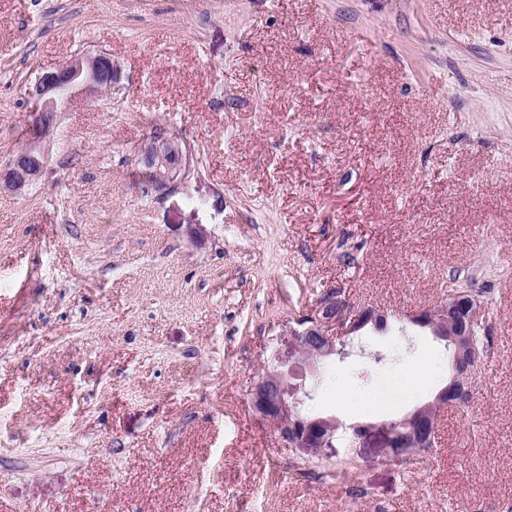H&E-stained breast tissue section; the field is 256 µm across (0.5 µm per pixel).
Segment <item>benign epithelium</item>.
<instances>
[{"label":"benign epithelium","mask_w":512,"mask_h":512,"mask_svg":"<svg viewBox=\"0 0 512 512\" xmlns=\"http://www.w3.org/2000/svg\"><path fill=\"white\" fill-rule=\"evenodd\" d=\"M112 57L106 53L76 56L67 62L42 71L26 89L32 103L29 113V139L0 169V191L21 193L35 182L49 164L46 142L56 129L61 112L79 92L97 95L112 87ZM138 163L146 171L167 169V176L156 181L155 191L170 192L188 178L191 171L190 152L174 134L155 131L138 150ZM465 306L471 319H478L481 308L475 303L462 304L446 298L425 316L431 332L440 340L446 332L439 320L448 319V306ZM363 316L368 320L382 317L380 311H356L347 302L343 290L330 288L317 300L311 313L298 319L296 325L277 338L268 365L257 376L249 392L252 410L272 423L285 446L303 459H328L337 453L341 432L350 431L361 458L369 448H387L393 430L406 425L415 431V442L426 444L432 431L419 419V407L397 422L346 425L334 417L309 418L302 414V397L307 394L308 374L315 364L336 354H343L345 339ZM466 394L465 385L443 388L431 405H455Z\"/></svg>","instance_id":"obj_1"}]
</instances>
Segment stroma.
Masks as SVG:
<instances>
[{"label": "stroma", "mask_w": 512, "mask_h": 512, "mask_svg": "<svg viewBox=\"0 0 512 512\" xmlns=\"http://www.w3.org/2000/svg\"><path fill=\"white\" fill-rule=\"evenodd\" d=\"M111 55L50 163L0 193V512H512V0H0V164L26 87ZM191 151L159 194L137 149ZM472 274L492 346L466 408L361 493L302 472L249 390L326 289L383 311L303 412L378 424L451 353L409 314ZM184 143L174 134L165 130L155 131L143 141L138 150V163L146 171L167 169V176L153 185L159 193L170 192L188 178L191 171L190 152ZM177 156L176 164L170 158Z\"/></svg>", "instance_id": "stroma-1"}]
</instances>
